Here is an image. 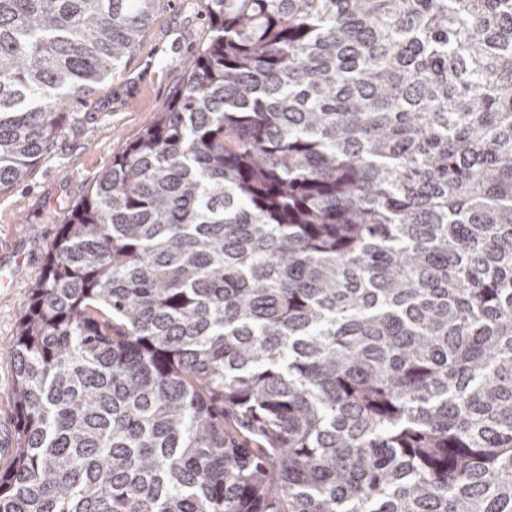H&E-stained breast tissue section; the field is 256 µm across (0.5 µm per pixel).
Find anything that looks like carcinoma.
Here are the masks:
<instances>
[{
    "mask_svg": "<svg viewBox=\"0 0 512 512\" xmlns=\"http://www.w3.org/2000/svg\"><path fill=\"white\" fill-rule=\"evenodd\" d=\"M160 0H0V192ZM47 247L0 512H512V0H207Z\"/></svg>",
    "mask_w": 512,
    "mask_h": 512,
    "instance_id": "1",
    "label": "carcinoma"
}]
</instances>
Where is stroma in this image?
Returning a JSON list of instances; mask_svg holds the SVG:
<instances>
[{
    "label": "stroma",
    "mask_w": 512,
    "mask_h": 512,
    "mask_svg": "<svg viewBox=\"0 0 512 512\" xmlns=\"http://www.w3.org/2000/svg\"><path fill=\"white\" fill-rule=\"evenodd\" d=\"M204 0H160L122 66L65 122L24 182L0 192V470L12 463L15 375L6 354L46 249L113 154L149 126L209 37Z\"/></svg>",
    "instance_id": "obj_1"
}]
</instances>
